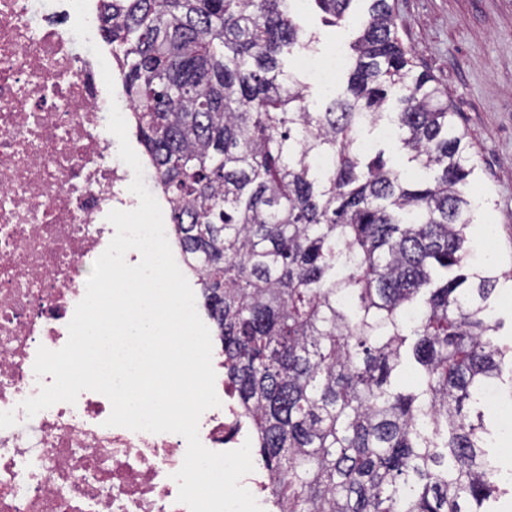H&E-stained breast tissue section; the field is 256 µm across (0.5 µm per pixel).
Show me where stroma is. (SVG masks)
Here are the masks:
<instances>
[{
    "label": "stroma",
    "mask_w": 512,
    "mask_h": 512,
    "mask_svg": "<svg viewBox=\"0 0 512 512\" xmlns=\"http://www.w3.org/2000/svg\"><path fill=\"white\" fill-rule=\"evenodd\" d=\"M290 9L319 51L357 35L351 25L323 26L313 0H292ZM395 26L472 146L469 262L497 270L499 339L512 346V0H395Z\"/></svg>",
    "instance_id": "obj_1"
}]
</instances>
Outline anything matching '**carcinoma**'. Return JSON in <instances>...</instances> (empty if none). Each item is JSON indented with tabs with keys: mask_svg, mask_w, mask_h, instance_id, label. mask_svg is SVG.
Here are the masks:
<instances>
[{
	"mask_svg": "<svg viewBox=\"0 0 512 512\" xmlns=\"http://www.w3.org/2000/svg\"><path fill=\"white\" fill-rule=\"evenodd\" d=\"M312 2L336 26L353 0ZM367 2L318 112L283 69L317 41L288 0H103L101 31L283 512H489L481 402L512 348L500 276L465 261L471 145ZM391 95L410 175L357 139Z\"/></svg>",
	"mask_w": 512,
	"mask_h": 512,
	"instance_id": "cac0c4a2",
	"label": "carcinoma"
}]
</instances>
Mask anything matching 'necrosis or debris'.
<instances>
[{"mask_svg": "<svg viewBox=\"0 0 512 512\" xmlns=\"http://www.w3.org/2000/svg\"><path fill=\"white\" fill-rule=\"evenodd\" d=\"M67 0H0V512H189L173 480L185 439L106 426L88 392L27 416L23 400L52 376L33 370L39 347L61 349L93 265L131 210L132 170L108 129L100 64L72 32ZM199 421L202 444L239 448L250 420L232 387Z\"/></svg>", "mask_w": 512, "mask_h": 512, "instance_id": "4bbe7bcc", "label": "necrosis or debris"}]
</instances>
